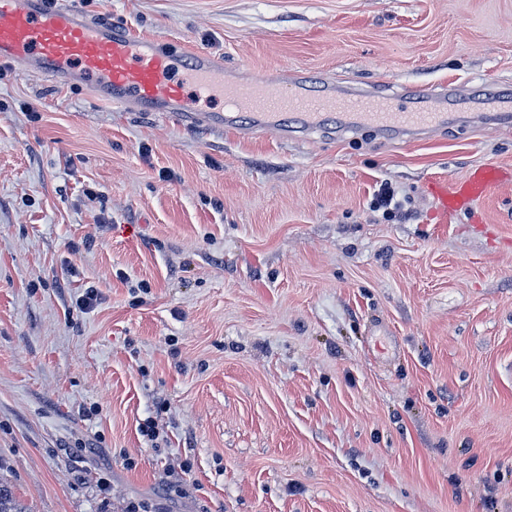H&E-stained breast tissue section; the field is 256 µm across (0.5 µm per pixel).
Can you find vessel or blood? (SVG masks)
<instances>
[{"label": "vessel or blood", "instance_id": "1", "mask_svg": "<svg viewBox=\"0 0 512 512\" xmlns=\"http://www.w3.org/2000/svg\"><path fill=\"white\" fill-rule=\"evenodd\" d=\"M0 65L57 85L81 81L114 107L174 117L190 128L236 129L245 122L254 132L276 131L286 139L327 127L341 136L371 128L404 142L451 124L512 121L511 95L474 97L452 83L364 93L327 81L312 85L303 72L274 85L258 73L243 77L209 54L41 0H0ZM188 83L195 97L186 96ZM202 98L222 100V110H199ZM506 184H512V167L488 162L428 189L445 215L481 207Z\"/></svg>", "mask_w": 512, "mask_h": 512}]
</instances>
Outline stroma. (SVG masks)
Instances as JSON below:
<instances>
[{"mask_svg":"<svg viewBox=\"0 0 512 512\" xmlns=\"http://www.w3.org/2000/svg\"><path fill=\"white\" fill-rule=\"evenodd\" d=\"M67 2L274 83L512 93V0ZM488 161L512 126L284 141L1 66L0 474L30 512H512V186L426 191ZM505 184H512V167L506 168L498 163L488 162L450 183L432 182L427 189L435 200L437 210L448 215V212L481 207L492 193Z\"/></svg>","mask_w":512,"mask_h":512,"instance_id":"obj_1","label":"stroma"}]
</instances>
